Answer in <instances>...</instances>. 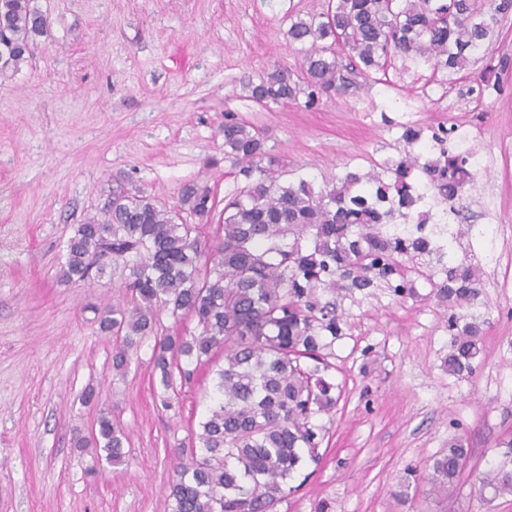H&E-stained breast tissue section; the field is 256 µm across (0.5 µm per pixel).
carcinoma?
I'll list each match as a JSON object with an SVG mask.
<instances>
[{
	"label": "carcinoma",
	"mask_w": 512,
	"mask_h": 512,
	"mask_svg": "<svg viewBox=\"0 0 512 512\" xmlns=\"http://www.w3.org/2000/svg\"><path fill=\"white\" fill-rule=\"evenodd\" d=\"M512 15V0H328L323 12L297 18L288 44L301 54V74L285 66L240 80L248 98L269 108L305 97L347 94L400 57L449 75L467 69ZM37 0H0V77L16 72L48 33ZM486 65L483 95L495 68ZM224 159L244 184L216 211L211 189L186 183L166 206L142 191H112L100 213L77 226L61 275L91 279L96 259L110 254L128 271L122 303L98 316L99 329L120 338L112 369L125 373L152 336V361L164 391L186 385L197 369L224 352L217 400L200 422L202 452L170 485L172 512H275L294 472L320 459L326 428L314 422L337 403L333 356L344 335V298L385 288L396 299L415 296L416 273L430 281L448 310V373L471 374L483 352L487 321L471 312L479 295L476 267L453 253L460 216L475 185L472 154L457 151L459 127L403 125V152L367 173L347 169L315 188L299 170H284L260 129L243 118L224 120ZM441 208L436 217L433 209ZM219 215L222 234L202 244L187 219ZM191 317L196 332H159L158 314ZM127 436L102 416L92 443L119 464ZM470 459L466 438L434 458L430 493L449 495ZM493 497L512 494V467L503 462L481 483Z\"/></svg>",
	"instance_id": "carcinoma-1"
}]
</instances>
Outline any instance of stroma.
Returning a JSON list of instances; mask_svg holds the SVG:
<instances>
[{
    "instance_id": "1",
    "label": "stroma",
    "mask_w": 512,
    "mask_h": 512,
    "mask_svg": "<svg viewBox=\"0 0 512 512\" xmlns=\"http://www.w3.org/2000/svg\"><path fill=\"white\" fill-rule=\"evenodd\" d=\"M50 27L31 59L0 77V512H171L168 485L200 444L214 396L212 367L163 405L145 339L125 374L97 311L124 293L126 272L103 258L102 276H59L78 224L115 187L175 204L184 183L216 199L243 178L224 159L232 112L259 126L290 167L316 184L399 154L401 126L465 128L483 159L469 200L493 241L473 262L489 322L481 363L450 375L448 313L417 279V295L385 290L345 300L333 361L340 397L319 424V462L304 461L297 491L276 512H512V494L474 489L512 433V67L482 97L391 60L386 80L308 108L261 109L239 79L274 65L298 69L290 21L327 0H39ZM94 387L97 402L81 395ZM129 435L122 464L81 448L100 416ZM469 465L453 496L400 499L407 469L424 472L455 435Z\"/></svg>"
}]
</instances>
